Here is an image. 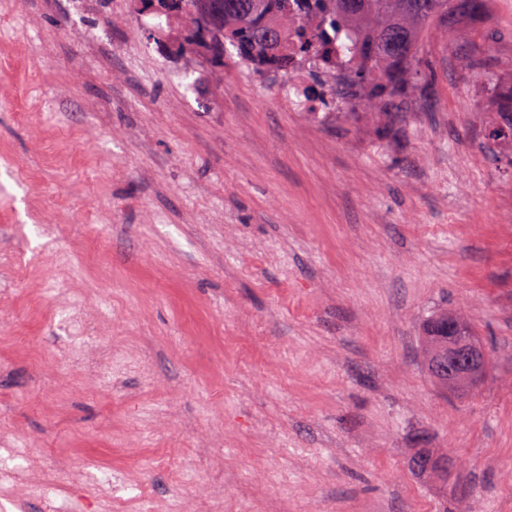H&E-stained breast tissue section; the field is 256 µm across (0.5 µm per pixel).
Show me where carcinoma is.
Listing matches in <instances>:
<instances>
[{
	"mask_svg": "<svg viewBox=\"0 0 512 512\" xmlns=\"http://www.w3.org/2000/svg\"><path fill=\"white\" fill-rule=\"evenodd\" d=\"M140 10L166 23H175L184 35L181 49L204 55L214 68L224 67V54L233 48L238 63L260 75L288 78L300 66L311 80L308 96L323 94L336 85V48L349 54V65L360 105L378 118L386 101L428 85L420 59L413 55L431 27L453 40L448 19L459 14L481 17L487 0H136ZM487 139L508 143L512 150V117L486 129ZM456 331L432 314L422 327L425 365L434 383L444 391L464 393L472 387L448 384L457 369L448 355ZM412 467L420 473H439L443 485L463 489L458 460H440L428 451L418 453Z\"/></svg>",
	"mask_w": 512,
	"mask_h": 512,
	"instance_id": "obj_1",
	"label": "carcinoma"
}]
</instances>
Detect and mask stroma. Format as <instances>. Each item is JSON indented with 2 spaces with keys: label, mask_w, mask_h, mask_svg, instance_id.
<instances>
[{
  "label": "stroma",
  "mask_w": 512,
  "mask_h": 512,
  "mask_svg": "<svg viewBox=\"0 0 512 512\" xmlns=\"http://www.w3.org/2000/svg\"><path fill=\"white\" fill-rule=\"evenodd\" d=\"M113 11L0 12V512H512V0L429 33L377 124ZM445 311L491 356L461 398L419 340ZM459 460L448 457L444 461L433 453L422 451L418 453L412 460V467L420 473L432 475V473L439 471L438 479L443 483L447 489L450 482L454 490L464 489V480L462 478L461 470L458 468Z\"/></svg>",
  "instance_id": "35a3bbf8"
}]
</instances>
